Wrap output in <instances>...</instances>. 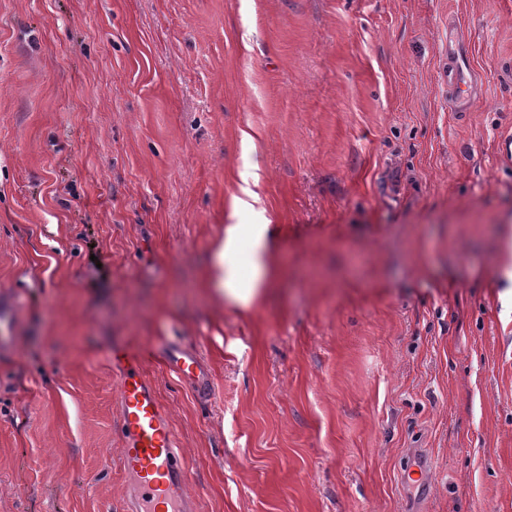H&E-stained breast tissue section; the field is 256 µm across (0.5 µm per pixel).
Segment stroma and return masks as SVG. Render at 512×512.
Segmentation results:
<instances>
[{"label": "stroma", "instance_id": "35a3bbf8", "mask_svg": "<svg viewBox=\"0 0 512 512\" xmlns=\"http://www.w3.org/2000/svg\"><path fill=\"white\" fill-rule=\"evenodd\" d=\"M6 296L0 512H123L116 340L200 512H512V0H0ZM267 224H228L224 236L217 243L211 264L205 276L206 288L242 308L280 281V268L269 244ZM240 253L247 256L243 269L230 259ZM20 313V304L10 298H0V350L9 351L14 348L16 328ZM160 344L170 371L195 393L208 395L213 386L212 375L197 355L172 341L162 340Z\"/></svg>", "mask_w": 512, "mask_h": 512}]
</instances>
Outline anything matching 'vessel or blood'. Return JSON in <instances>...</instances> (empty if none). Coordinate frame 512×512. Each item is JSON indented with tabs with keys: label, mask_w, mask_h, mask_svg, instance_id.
Listing matches in <instances>:
<instances>
[{
	"label": "vessel or blood",
	"mask_w": 512,
	"mask_h": 512,
	"mask_svg": "<svg viewBox=\"0 0 512 512\" xmlns=\"http://www.w3.org/2000/svg\"><path fill=\"white\" fill-rule=\"evenodd\" d=\"M20 305L0 298V350H12ZM172 373L195 393L209 394L212 375L196 354L162 342ZM108 356L119 368V425L124 439L123 468L128 495L125 512H198L186 489L187 471L167 411L143 369L142 358L116 344Z\"/></svg>",
	"instance_id": "b4317fda"
}]
</instances>
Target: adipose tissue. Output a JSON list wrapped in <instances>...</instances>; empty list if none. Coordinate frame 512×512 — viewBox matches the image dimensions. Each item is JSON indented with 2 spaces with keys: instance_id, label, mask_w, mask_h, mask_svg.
<instances>
[{
  "instance_id": "ef3b65f1",
  "label": "adipose tissue",
  "mask_w": 512,
  "mask_h": 512,
  "mask_svg": "<svg viewBox=\"0 0 512 512\" xmlns=\"http://www.w3.org/2000/svg\"><path fill=\"white\" fill-rule=\"evenodd\" d=\"M265 224H228L217 243L205 276V285L219 296L228 297L238 306L249 307L255 299L278 286L280 268L269 244ZM246 254V266L232 258Z\"/></svg>"
}]
</instances>
